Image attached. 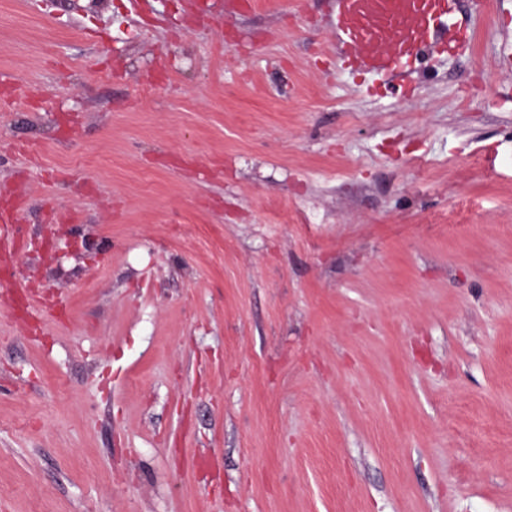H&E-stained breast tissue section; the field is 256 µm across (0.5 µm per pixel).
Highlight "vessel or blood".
Here are the masks:
<instances>
[{"instance_id": "obj_1", "label": "vessel or blood", "mask_w": 512, "mask_h": 512, "mask_svg": "<svg viewBox=\"0 0 512 512\" xmlns=\"http://www.w3.org/2000/svg\"><path fill=\"white\" fill-rule=\"evenodd\" d=\"M328 21L343 65L397 78L440 48L471 36L449 28L455 0H333Z\"/></svg>"}]
</instances>
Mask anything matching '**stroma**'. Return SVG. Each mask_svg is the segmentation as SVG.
<instances>
[{
	"label": "stroma",
	"instance_id": "35a3bbf8",
	"mask_svg": "<svg viewBox=\"0 0 512 512\" xmlns=\"http://www.w3.org/2000/svg\"><path fill=\"white\" fill-rule=\"evenodd\" d=\"M330 11L0 0V512H512V0ZM336 57L351 70L397 78L431 53L472 39L448 28L455 0H332Z\"/></svg>",
	"mask_w": 512,
	"mask_h": 512
}]
</instances>
